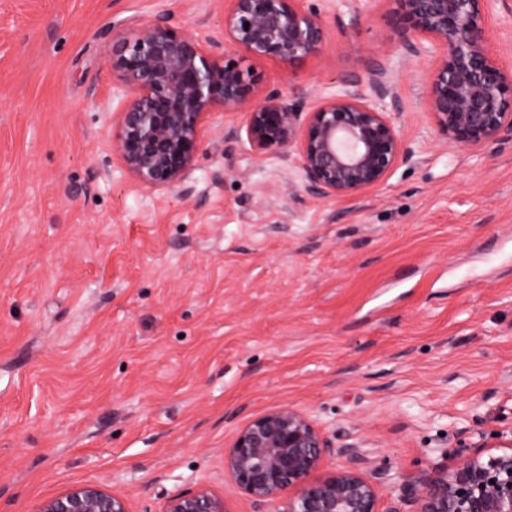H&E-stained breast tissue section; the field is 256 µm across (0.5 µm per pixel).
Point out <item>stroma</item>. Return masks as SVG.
<instances>
[{
  "mask_svg": "<svg viewBox=\"0 0 512 512\" xmlns=\"http://www.w3.org/2000/svg\"><path fill=\"white\" fill-rule=\"evenodd\" d=\"M263 84L336 89L406 31L392 0ZM167 15L197 39L224 0H0V512L101 484L131 512L203 484L265 512L224 470L252 416L310 412L388 474L512 421V142L448 146L427 58L397 63L412 159L354 198L314 199L281 155L208 116L188 182L152 192L112 152L106 46Z\"/></svg>",
  "mask_w": 512,
  "mask_h": 512,
  "instance_id": "35a3bbf8",
  "label": "stroma"
}]
</instances>
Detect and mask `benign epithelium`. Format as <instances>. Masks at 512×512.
<instances>
[{
	"label": "benign epithelium",
	"instance_id": "1",
	"mask_svg": "<svg viewBox=\"0 0 512 512\" xmlns=\"http://www.w3.org/2000/svg\"><path fill=\"white\" fill-rule=\"evenodd\" d=\"M305 0H227L224 32L206 43L160 14L112 46L109 61L125 105L112 124V152L150 190L183 185L194 167L206 118L245 116L246 140L258 154L293 151L302 190L315 199L355 197L378 188L409 160L385 100L398 99L389 70L373 63L318 99L302 88L266 87L237 54L292 65L317 55L328 38ZM412 36L405 59L434 58L425 109L438 139L458 149L512 138V69L486 34L497 0H393ZM249 28H244V23ZM448 449L454 464L414 479L395 477L388 512H512V426ZM346 463L315 473L325 458ZM224 469L256 502L274 512H380L376 480L359 444L337 448L309 413L273 406L249 420L224 449ZM33 512H131L127 499L101 485L73 487ZM162 512H225L205 487L168 498Z\"/></svg>",
	"mask_w": 512,
	"mask_h": 512
}]
</instances>
